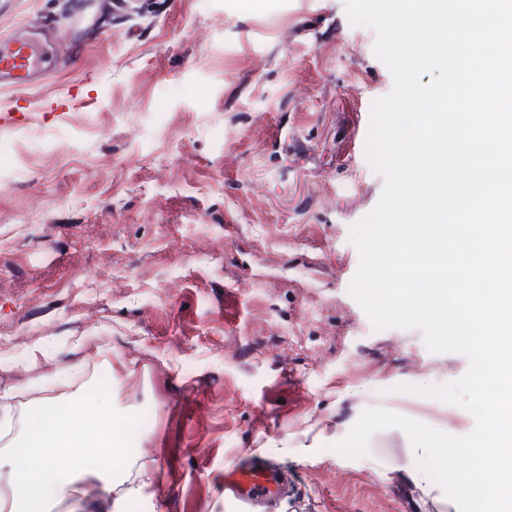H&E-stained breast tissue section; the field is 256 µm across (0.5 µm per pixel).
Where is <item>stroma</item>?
I'll list each match as a JSON object with an SVG mask.
<instances>
[{
	"label": "stroma",
	"mask_w": 512,
	"mask_h": 512,
	"mask_svg": "<svg viewBox=\"0 0 512 512\" xmlns=\"http://www.w3.org/2000/svg\"><path fill=\"white\" fill-rule=\"evenodd\" d=\"M80 0H16L0 31ZM64 48L56 73L0 89L39 118L0 127V455L35 392L112 393L123 483L111 512H225L224 461L270 457L294 512H456L422 502L407 435L335 446L385 408L460 435L473 418L411 393L468 368L419 330H375L349 292V229L377 204L374 100L393 87L344 0H143ZM66 368L75 378L55 377ZM138 495L126 496L128 486Z\"/></svg>",
	"instance_id": "obj_1"
}]
</instances>
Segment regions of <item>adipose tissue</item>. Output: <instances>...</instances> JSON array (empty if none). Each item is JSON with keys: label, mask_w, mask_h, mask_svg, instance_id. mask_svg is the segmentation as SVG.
Returning <instances> with one entry per match:
<instances>
[{"label": "adipose tissue", "mask_w": 512, "mask_h": 512, "mask_svg": "<svg viewBox=\"0 0 512 512\" xmlns=\"http://www.w3.org/2000/svg\"><path fill=\"white\" fill-rule=\"evenodd\" d=\"M121 442L119 431L107 425L90 430L63 414L55 398H45L25 438L29 459L0 457V467L12 474L8 490L0 492V512H47L50 504L65 501L72 502L71 512H83L84 503L116 483L115 474L96 461Z\"/></svg>", "instance_id": "ef3b65f1"}]
</instances>
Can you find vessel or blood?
Masks as SVG:
<instances>
[{"instance_id": "b4317fda", "label": "vessel or blood", "mask_w": 512, "mask_h": 512, "mask_svg": "<svg viewBox=\"0 0 512 512\" xmlns=\"http://www.w3.org/2000/svg\"><path fill=\"white\" fill-rule=\"evenodd\" d=\"M99 23L98 0H82L78 11L63 24L72 44H80ZM52 71V52L38 27L25 25L0 35V86H34ZM288 480L271 459L243 463L232 460L224 466V504L228 512H278L295 505Z\"/></svg>"}]
</instances>
